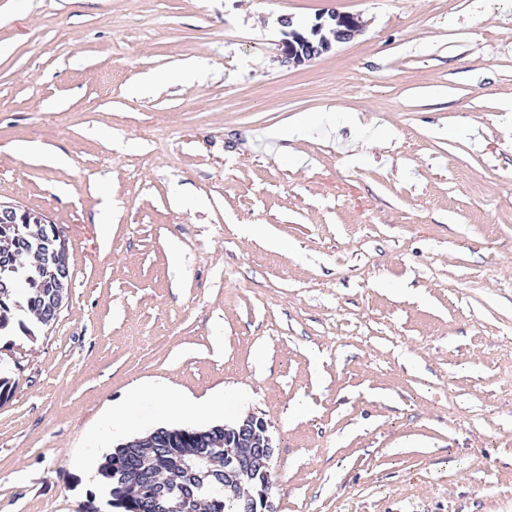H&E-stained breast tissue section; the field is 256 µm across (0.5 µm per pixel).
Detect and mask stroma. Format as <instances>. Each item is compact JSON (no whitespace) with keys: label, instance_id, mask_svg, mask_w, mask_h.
<instances>
[{"label":"stroma","instance_id":"stroma-1","mask_svg":"<svg viewBox=\"0 0 512 512\" xmlns=\"http://www.w3.org/2000/svg\"><path fill=\"white\" fill-rule=\"evenodd\" d=\"M0 200L71 273L0 338V512H113L119 441L251 412L277 512H512V0H0ZM327 14V18L325 15ZM309 32H301L293 27L291 17L282 18L284 39L281 42V60L289 66L302 65L330 51L334 44L345 43L361 31L353 14L337 10L322 13Z\"/></svg>","mask_w":512,"mask_h":512}]
</instances>
